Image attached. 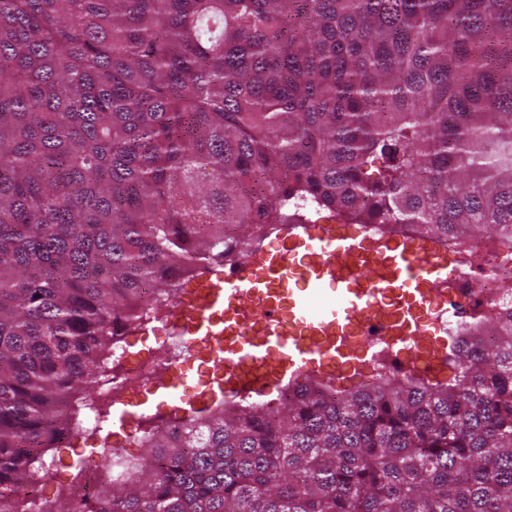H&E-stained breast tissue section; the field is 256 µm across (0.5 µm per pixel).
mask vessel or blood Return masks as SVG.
I'll return each instance as SVG.
<instances>
[{
    "label": "vessel or blood",
    "mask_w": 512,
    "mask_h": 512,
    "mask_svg": "<svg viewBox=\"0 0 512 512\" xmlns=\"http://www.w3.org/2000/svg\"><path fill=\"white\" fill-rule=\"evenodd\" d=\"M284 251L259 250L216 272L193 304L167 319L171 335L224 334L225 399L262 397L308 374L340 378L355 342L402 373L430 377L446 355L413 357L419 320L442 303L461 316L456 278L429 240L365 244L335 224H292Z\"/></svg>",
    "instance_id": "vessel-or-blood-1"
}]
</instances>
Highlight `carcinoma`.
Here are the masks:
<instances>
[{"instance_id": "obj_1", "label": "carcinoma", "mask_w": 512, "mask_h": 512, "mask_svg": "<svg viewBox=\"0 0 512 512\" xmlns=\"http://www.w3.org/2000/svg\"><path fill=\"white\" fill-rule=\"evenodd\" d=\"M512 246V0H0V512L112 351L288 212ZM150 289L154 300L146 302ZM452 376L153 423L47 512H512V311Z\"/></svg>"}]
</instances>
